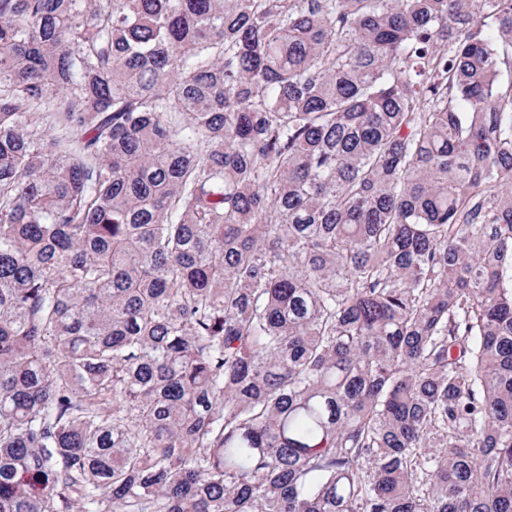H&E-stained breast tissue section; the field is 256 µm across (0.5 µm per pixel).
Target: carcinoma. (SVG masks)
<instances>
[{"label": "carcinoma", "instance_id": "obj_1", "mask_svg": "<svg viewBox=\"0 0 512 512\" xmlns=\"http://www.w3.org/2000/svg\"><path fill=\"white\" fill-rule=\"evenodd\" d=\"M0 512H512V0H0Z\"/></svg>", "mask_w": 512, "mask_h": 512}]
</instances>
